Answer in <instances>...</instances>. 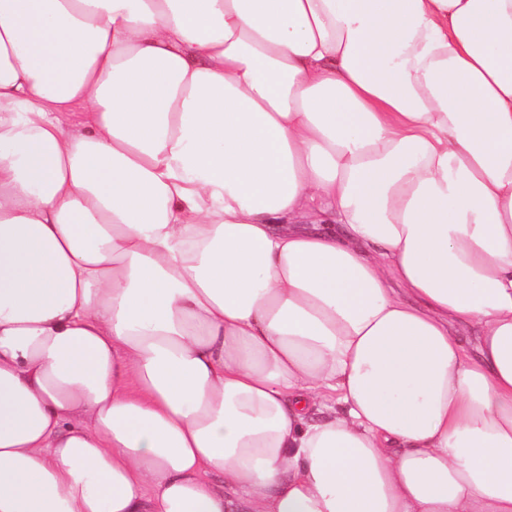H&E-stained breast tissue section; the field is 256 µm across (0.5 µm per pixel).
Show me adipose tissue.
<instances>
[{
  "label": "adipose tissue",
  "instance_id": "obj_1",
  "mask_svg": "<svg viewBox=\"0 0 512 512\" xmlns=\"http://www.w3.org/2000/svg\"><path fill=\"white\" fill-rule=\"evenodd\" d=\"M0 512H512V0H0Z\"/></svg>",
  "mask_w": 512,
  "mask_h": 512
}]
</instances>
